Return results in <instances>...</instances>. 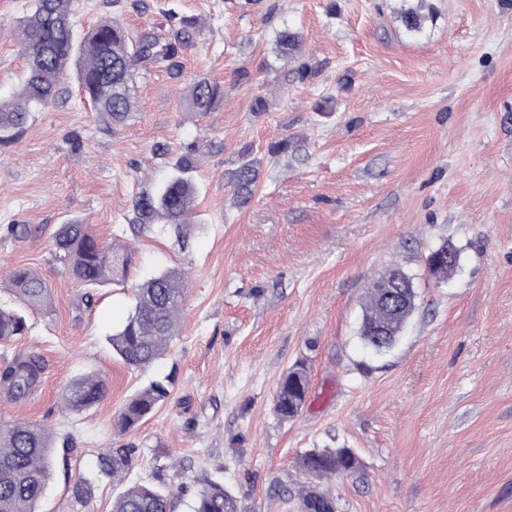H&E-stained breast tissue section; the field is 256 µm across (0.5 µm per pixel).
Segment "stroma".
Here are the masks:
<instances>
[{"instance_id": "35a3bbf8", "label": "stroma", "mask_w": 512, "mask_h": 512, "mask_svg": "<svg viewBox=\"0 0 512 512\" xmlns=\"http://www.w3.org/2000/svg\"><path fill=\"white\" fill-rule=\"evenodd\" d=\"M30 0H0V97L20 88L16 27ZM408 0H75L78 32L116 17L130 37L167 34L171 14L198 25L179 67L142 68L125 123L105 122L77 83L59 107L32 114L0 145V305L16 306L9 271L51 287L25 310L29 330L0 341V366L39 354L29 398L0 396V422L63 434L40 512H111L130 483L225 484L245 512H299L311 479L299 458L345 447L360 472L327 482L337 512H512V0H425L422 31L405 34ZM302 59L278 56L283 29ZM201 78L224 90L192 111ZM190 154L198 189L183 239L128 232L132 201ZM260 177L247 205L231 180L243 158ZM89 224L99 241L133 249L127 284L89 291L55 259L60 224ZM20 224L28 233H4ZM448 242L456 273L428 278ZM183 271V322L168 353L134 369L108 336L133 307L131 283ZM400 268L416 308L396 345L375 355L359 338L366 289ZM305 364L306 403L284 422L274 406L288 367ZM99 373L108 395L80 415L60 398ZM171 396L130 435L116 415L149 380ZM135 461L97 476L100 449L126 443ZM93 482L82 507L72 488Z\"/></svg>"}]
</instances>
